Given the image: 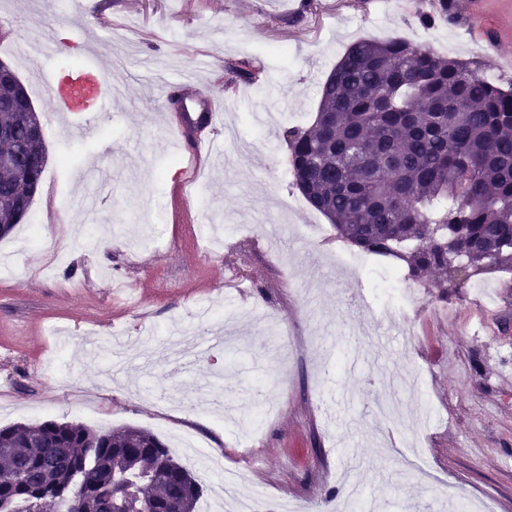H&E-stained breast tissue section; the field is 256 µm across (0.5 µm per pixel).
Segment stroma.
Segmentation results:
<instances>
[{"label":"stroma","instance_id":"obj_1","mask_svg":"<svg viewBox=\"0 0 512 512\" xmlns=\"http://www.w3.org/2000/svg\"><path fill=\"white\" fill-rule=\"evenodd\" d=\"M458 19L423 26L428 0H0V61L25 85L45 121V190L0 239V428L46 421L102 430L133 426L167 445L195 437L225 467L254 463L241 494L260 506L336 512L350 458L366 499L386 512L434 506L444 494L512 512V273L476 275L459 288L416 281V302L385 306L394 327L381 343L360 329L344 299L383 288L400 261L359 252L333 270L346 241L297 191L287 129L313 122L321 86L361 39H404L512 81V0H483L491 37L469 50L471 0ZM67 29V46L56 39ZM44 36L41 53L25 51ZM122 93L89 119L90 137L62 134L52 118L54 76L86 62L89 43ZM209 56L211 68L197 65ZM250 60L256 79L228 82L224 65ZM162 75L143 76L144 67ZM194 78L227 101L231 126L256 154L202 159L173 131L166 80ZM270 114L254 122L257 105ZM167 141V151L157 149ZM112 144L110 155L101 142ZM96 226L94 240L80 230ZM239 336L193 358L161 359L157 343L180 329L191 344L226 322ZM128 348L114 376L104 368L114 336ZM416 379L396 421L377 418L373 358ZM261 406L274 417L253 430ZM188 410L193 420L179 419Z\"/></svg>","mask_w":512,"mask_h":512}]
</instances>
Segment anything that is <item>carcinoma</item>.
I'll return each mask as SVG.
<instances>
[{
    "label": "carcinoma",
    "mask_w": 512,
    "mask_h": 512,
    "mask_svg": "<svg viewBox=\"0 0 512 512\" xmlns=\"http://www.w3.org/2000/svg\"><path fill=\"white\" fill-rule=\"evenodd\" d=\"M452 23L453 0H431ZM227 75L254 78L247 60ZM0 239L29 213L46 167L44 127L15 117L30 98L0 71ZM294 184L363 250L437 288L460 269L512 271V86L482 65L400 39L352 44L331 71L311 129L290 132ZM202 486L151 431L47 421L0 429V509L196 512Z\"/></svg>",
    "instance_id": "obj_1"
}]
</instances>
